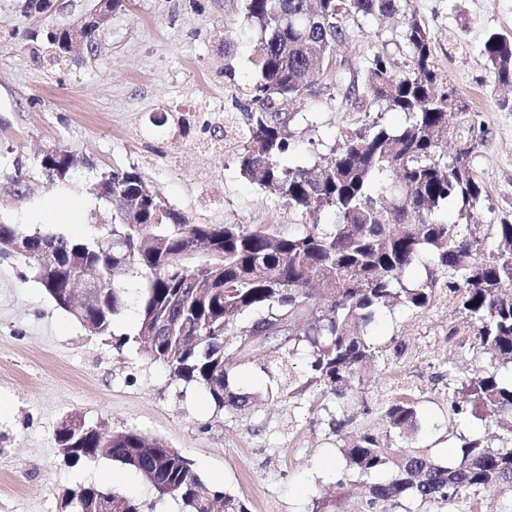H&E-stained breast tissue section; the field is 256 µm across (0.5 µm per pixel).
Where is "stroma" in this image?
<instances>
[{
	"mask_svg": "<svg viewBox=\"0 0 512 512\" xmlns=\"http://www.w3.org/2000/svg\"><path fill=\"white\" fill-rule=\"evenodd\" d=\"M24 3L0 0V224L31 233H94L112 221V206L97 198L94 183L101 174L130 169L198 224H267L284 233L335 223L329 210L313 215L288 208L244 178L233 154L196 144L214 135L204 114L233 112L248 100L259 37L241 24L245 0H124L98 50L64 67L37 65L28 37L47 22L75 27L97 0H56L44 16L28 13ZM411 8L430 30L435 65L460 104L448 118V146L475 145L472 164L484 193L470 221L512 219V87L496 81L484 54L489 34L512 36V0H411ZM348 26L350 37L337 46L330 71L288 105L287 165L319 170L341 132L367 116L390 127L405 121L403 113L346 92L366 86L374 55L407 69L403 16L358 17ZM191 107L200 116L192 133L175 134L166 115ZM50 147L70 150L85 166L66 181L52 178L41 166ZM69 194L83 202L77 214H52ZM452 317L442 305L418 317L397 307L370 326L377 343L395 339L419 355L391 368L376 365L368 400L402 375L424 384L414 444L443 461L461 438L497 448L507 436L489 421H453L444 390L427 387L428 362L448 359L443 327ZM266 364L264 352L256 351L231 380L235 392L253 397L251 408L216 407L203 388L170 379L137 342L120 347L91 334L56 305L26 263L0 257V512H70L72 492L88 484L119 489L153 512H185L180 501L157 500L141 474L108 456L69 466L56 432L74 413L109 431L161 439L249 512H308L316 499L334 501L338 512H357L363 480L349 470L343 441L326 424L328 412L353 405L354 397L264 402Z\"/></svg>",
	"mask_w": 512,
	"mask_h": 512,
	"instance_id": "stroma-1",
	"label": "stroma"
}]
</instances>
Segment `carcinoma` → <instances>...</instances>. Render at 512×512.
<instances>
[{
  "instance_id": "carcinoma-1",
  "label": "carcinoma",
  "mask_w": 512,
  "mask_h": 512,
  "mask_svg": "<svg viewBox=\"0 0 512 512\" xmlns=\"http://www.w3.org/2000/svg\"><path fill=\"white\" fill-rule=\"evenodd\" d=\"M400 13L403 38L411 49L408 71L399 73L374 56L368 93L390 111L401 112L399 128L377 121L341 135L325 168L314 174L282 164L290 148L289 113L270 104L302 97L308 78L325 71L337 43L348 35L349 15L376 19ZM242 23L260 35L257 78L244 119L224 115L217 140L231 151L241 175L256 178L289 208L301 212L332 210L334 224H307L299 233H277L263 224H196L171 209L136 170L114 172L113 235L107 228L72 238L32 233L31 251L47 244L75 256L74 272L100 271L109 283L98 301L71 312L63 284L38 283L56 305L98 336L130 339L163 365L171 379L202 387L218 407L240 410L251 397L230 388V378L253 362L260 329L288 332L274 347L268 374V401H301L314 389L322 397L359 393L365 365H398L415 356L399 341L373 342L369 326L376 314L399 305L414 315L443 304L461 321L444 336L454 354L481 350L503 364L512 363V221L498 224H448L435 213L448 202L460 213L474 207L483 187L471 165L473 150H442L448 131V86L435 68L429 29L410 10L409 0H245ZM85 45L73 46L68 29L47 25L31 37L34 59L57 66L96 51L102 32L89 26ZM485 52L495 78L512 83V40L488 36ZM42 167L64 180L73 171V153L44 157ZM430 254L426 279L409 285L405 276L423 253ZM133 268L145 279L135 334L115 336L124 291L111 272ZM301 356L307 372L290 375ZM437 371L432 386L443 385L451 414L461 422L512 416V380L496 370L460 375L453 365L429 364ZM421 385L407 378L378 403L380 426L363 409L328 414V427L343 436L350 469L362 477L386 476L366 486L361 512H391L404 500L420 503L463 500L472 505L488 488L512 491V440L493 449L480 439H462L444 463L426 448H402L398 440L420 429ZM61 448L77 449L76 466L105 453L150 481L156 498L181 501L188 512H249L237 497L203 481L193 463L165 449L158 438L133 430L93 429L79 434L57 430Z\"/></svg>"
}]
</instances>
